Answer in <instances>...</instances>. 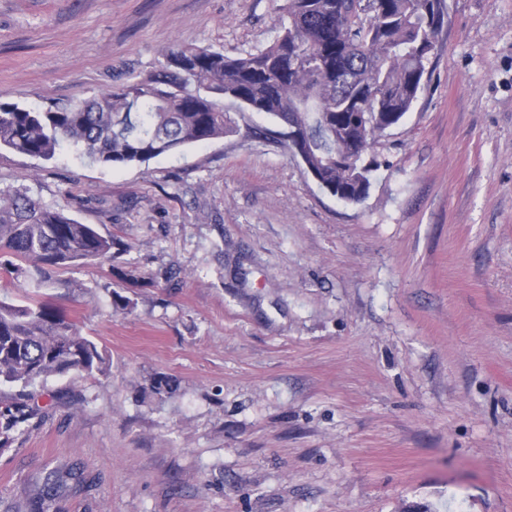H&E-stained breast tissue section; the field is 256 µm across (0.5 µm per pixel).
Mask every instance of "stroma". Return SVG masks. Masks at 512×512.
Masks as SVG:
<instances>
[{
    "mask_svg": "<svg viewBox=\"0 0 512 512\" xmlns=\"http://www.w3.org/2000/svg\"><path fill=\"white\" fill-rule=\"evenodd\" d=\"M281 4L0 0V95L45 110L184 42L235 56ZM234 118L127 167L0 150V185L70 198L122 247L44 291L106 373L0 384V512L67 467L87 484L57 512H512V0H449L359 203L250 135L271 117Z\"/></svg>",
    "mask_w": 512,
    "mask_h": 512,
    "instance_id": "obj_1",
    "label": "stroma"
}]
</instances>
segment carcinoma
<instances>
[{"instance_id":"obj_1","label":"carcinoma","mask_w":512,"mask_h":512,"mask_svg":"<svg viewBox=\"0 0 512 512\" xmlns=\"http://www.w3.org/2000/svg\"><path fill=\"white\" fill-rule=\"evenodd\" d=\"M265 47L237 56L192 43L168 49L144 77L68 106L38 111L0 99V148L52 160L64 149L102 166H131L238 132L228 106L264 113L266 130L303 156L321 188L362 201L375 138L397 125L425 88L448 19L445 0H285ZM302 136L301 150L285 133ZM354 149L347 161L336 153ZM115 242L29 191L0 186V273L34 288H68L63 270L109 263ZM105 358L48 298L0 299V383L103 372ZM48 483L30 512H49Z\"/></svg>"}]
</instances>
